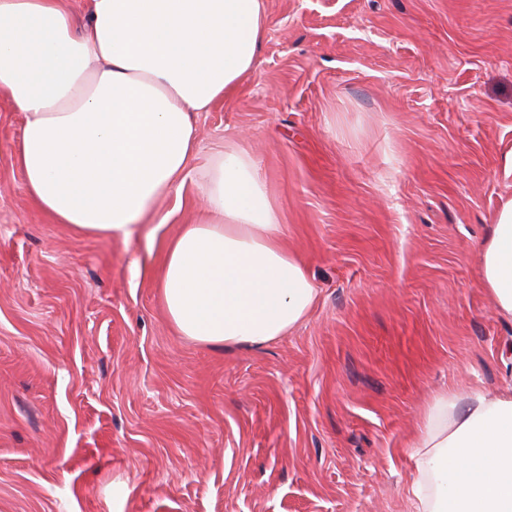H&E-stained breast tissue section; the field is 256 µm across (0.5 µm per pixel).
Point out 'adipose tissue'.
Returning <instances> with one entry per match:
<instances>
[{
    "mask_svg": "<svg viewBox=\"0 0 512 512\" xmlns=\"http://www.w3.org/2000/svg\"><path fill=\"white\" fill-rule=\"evenodd\" d=\"M262 0H91L76 24L64 0H0V92L24 116L27 193L54 223L130 238L190 174L193 113L256 65ZM200 188L211 219L166 245L158 288L187 338L262 346L307 315L317 288L289 251L253 156L230 146ZM482 286L512 319V200L481 249ZM416 512H512V390L442 394L410 447Z\"/></svg>",
    "mask_w": 512,
    "mask_h": 512,
    "instance_id": "adipose-tissue-1",
    "label": "adipose tissue"
}]
</instances>
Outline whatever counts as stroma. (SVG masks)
<instances>
[{"mask_svg": "<svg viewBox=\"0 0 512 512\" xmlns=\"http://www.w3.org/2000/svg\"><path fill=\"white\" fill-rule=\"evenodd\" d=\"M235 93L130 241L53 223L0 94V512H414L436 395L512 385L480 250L512 200V0H263ZM251 153L317 288L261 346L181 336L165 243Z\"/></svg>", "mask_w": 512, "mask_h": 512, "instance_id": "1", "label": "stroma"}]
</instances>
